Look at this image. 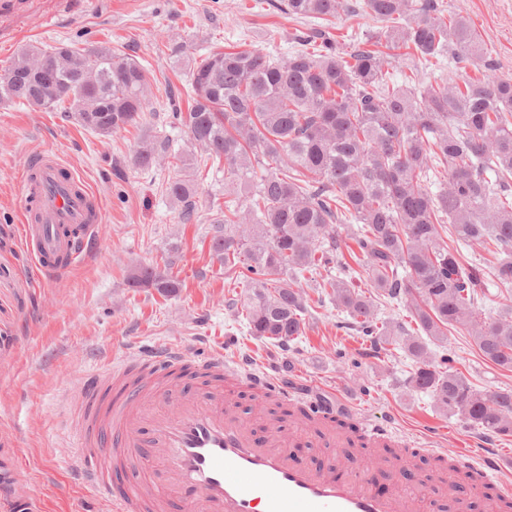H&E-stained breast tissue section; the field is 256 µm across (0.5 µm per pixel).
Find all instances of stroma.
<instances>
[{
	"label": "stroma",
	"mask_w": 512,
	"mask_h": 512,
	"mask_svg": "<svg viewBox=\"0 0 512 512\" xmlns=\"http://www.w3.org/2000/svg\"><path fill=\"white\" fill-rule=\"evenodd\" d=\"M445 3L481 31L497 74L512 76V0ZM298 27L266 0H14L0 19V69L29 43L108 40L151 70L153 107L143 125L101 137L64 112L0 104V512H109L78 488L68 464L63 396L96 365L168 343L187 347L198 360L221 350L309 397L345 399L359 420L391 427L414 444L431 431L453 452L512 455V438L467 427L438 411L429 394L406 388L411 362L402 352L370 348L355 331L338 330L342 314L320 289L307 291L303 334L295 341L250 335L240 312L244 283L210 250L209 203L224 192L215 164L199 181V214L190 224L180 222L163 193L175 174L170 160L147 170L129 166L148 126L164 131L172 152L186 149L183 127L168 116L186 111L188 101L167 93L168 85L189 82L186 56L247 44L283 60ZM160 33L183 44L185 57L157 54ZM45 152L83 177L103 217L100 246L83 263L47 276L24 249L19 184L28 162ZM143 264L169 265L178 292L163 296L129 287L128 278ZM340 344L353 352L355 365L337 359ZM448 345L478 388H512V371L486 362L461 330L451 331ZM289 459L340 477L350 472L309 427L298 430Z\"/></svg>",
	"instance_id": "obj_1"
}]
</instances>
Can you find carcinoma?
Listing matches in <instances>:
<instances>
[{
	"label": "carcinoma",
	"instance_id": "1",
	"mask_svg": "<svg viewBox=\"0 0 512 512\" xmlns=\"http://www.w3.org/2000/svg\"><path fill=\"white\" fill-rule=\"evenodd\" d=\"M274 7L297 21L365 14L378 28L343 48L323 25L299 30L284 61L253 48L189 58L188 112L172 117L191 150L177 156L164 188L179 220H196L200 162L224 161V202H210V249L225 271H245L241 307L251 335L298 338L305 289L327 288L358 335L413 362L406 387L429 393L470 428L512 436V389L477 388L448 347L460 327L485 361L512 370V77L494 74L480 31L443 0ZM446 57L448 73L427 79ZM393 66L399 83L388 78ZM5 70L0 103L43 99L40 110L64 109L101 136L151 111L150 72L110 42L32 44ZM168 154L169 139L146 130L129 164L147 169ZM339 224L352 225L344 238ZM464 247L493 259L471 260ZM358 256L364 290L347 262ZM129 283L167 296L180 288L154 264ZM491 285L507 295L499 314L486 317L479 302ZM383 303L404 305L409 320L378 318Z\"/></svg>",
	"mask_w": 512,
	"mask_h": 512
}]
</instances>
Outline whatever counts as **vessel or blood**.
Wrapping results in <instances>:
<instances>
[{
	"label": "vessel or blood",
	"instance_id": "b4317fda",
	"mask_svg": "<svg viewBox=\"0 0 512 512\" xmlns=\"http://www.w3.org/2000/svg\"><path fill=\"white\" fill-rule=\"evenodd\" d=\"M21 219L37 267L53 273L85 258L101 212L83 179L47 154L27 165ZM228 377L266 398L298 403L317 421L340 416L339 409L294 394L275 375L226 364L220 354L199 362L166 345L88 371L68 393L80 483L107 497L112 512H423L420 494H383L367 476L342 479L291 463L292 435L256 438L224 399ZM133 461L140 467L131 474ZM457 468L472 487L512 499V481L493 457L476 464L462 455Z\"/></svg>",
	"mask_w": 512,
	"mask_h": 512
}]
</instances>
